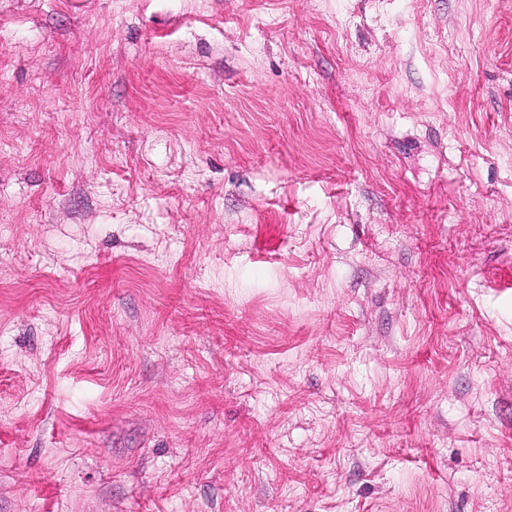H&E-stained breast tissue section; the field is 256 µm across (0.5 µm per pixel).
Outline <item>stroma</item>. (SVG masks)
<instances>
[{
    "mask_svg": "<svg viewBox=\"0 0 512 512\" xmlns=\"http://www.w3.org/2000/svg\"><path fill=\"white\" fill-rule=\"evenodd\" d=\"M0 512H512V0H0Z\"/></svg>",
    "mask_w": 512,
    "mask_h": 512,
    "instance_id": "stroma-1",
    "label": "stroma"
}]
</instances>
